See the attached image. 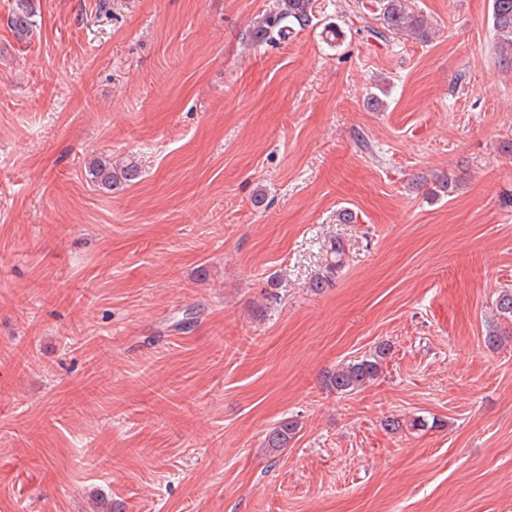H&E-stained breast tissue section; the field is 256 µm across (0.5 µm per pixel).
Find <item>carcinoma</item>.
I'll return each instance as SVG.
<instances>
[{"instance_id":"carcinoma-1","label":"carcinoma","mask_w":512,"mask_h":512,"mask_svg":"<svg viewBox=\"0 0 512 512\" xmlns=\"http://www.w3.org/2000/svg\"><path fill=\"white\" fill-rule=\"evenodd\" d=\"M317 0H273L268 11L253 22L250 39L255 44H275L285 41L295 28L304 29L321 22L317 15ZM374 19L382 28L399 37L407 36L420 42L430 38L427 21L417 11L410 0H375ZM36 6L34 0H15L9 24L18 41L24 42L31 36L36 26ZM491 21L495 35L494 50L498 68L502 72L512 73V0H491ZM85 173L89 181L106 192L118 188L138 177L135 163L114 164L109 156H95L87 163ZM324 273L314 282V287L323 288L332 283L341 271L346 258L344 244L331 242ZM495 310L498 317L512 321V289L502 288L495 298ZM385 350L376 351L368 358L350 361L340 365L328 376V385L339 393L352 392L375 379L380 372ZM298 424L293 420H284L270 430L265 438L264 447L272 453L288 447V443L297 432Z\"/></svg>"}]
</instances>
